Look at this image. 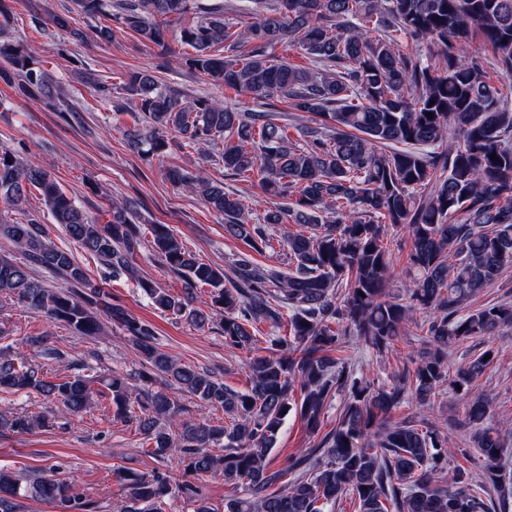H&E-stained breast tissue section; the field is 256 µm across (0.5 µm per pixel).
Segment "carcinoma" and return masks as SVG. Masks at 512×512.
I'll return each mask as SVG.
<instances>
[{"label":"carcinoma","instance_id":"obj_1","mask_svg":"<svg viewBox=\"0 0 512 512\" xmlns=\"http://www.w3.org/2000/svg\"><path fill=\"white\" fill-rule=\"evenodd\" d=\"M253 4L252 21L242 29L224 19L223 7L204 10L180 27L181 44L193 49L181 53L166 33L190 13L192 0H77L81 12L114 19L215 85L255 99L277 97L310 115L296 138L269 112H241L210 98L185 101L148 71L130 73L125 85L134 103V124L123 131L129 147L146 142L160 157L170 130L197 151L219 142L226 175H255L267 195L288 200L254 218L204 171L164 168L172 185L224 216L229 237L259 253L269 247L275 226L306 228L283 234L288 263L260 265L241 252L225 271L187 249L170 225H150L153 252L184 288L174 295L142 277L139 288L156 310L197 328L209 322L205 309L221 313L224 344L252 355L249 386L234 390L163 350L152 322L111 302L106 279L91 277L37 220L23 224L7 215L35 190L53 223L110 275L133 276L142 233L130 202L112 203L102 224L76 205L51 171L1 147L0 237L22 260L0 256V297L65 324L76 336L97 334L105 316L132 343L142 371L134 379L115 371L56 374L19 353H1L0 393L52 399L58 417L105 401L114 419L135 424L151 457L164 462L179 451L180 480L160 468L112 471L123 512H166L177 498L193 512H217L199 483L208 475L223 478L233 492L224 498V512H336L347 496L356 512H506L512 478L501 474L504 442L488 425L489 399L476 386L497 352L485 350L453 375L447 359L448 348L512 326V304L465 311L512 267V98L488 81L485 59L471 51L472 43H481L498 69L512 74V0ZM10 20V7L0 0V81L44 102L67 123L78 119L73 105L55 95L46 71L34 67L30 45L6 38ZM407 37L425 42V49H403ZM280 44L299 48L308 65L276 55ZM453 125L455 143L449 142ZM394 228L411 241V281L400 297L390 293ZM204 286L209 301L195 307ZM419 311L428 318L417 321ZM411 324L418 345L391 384L355 376L345 355L351 337L380 354L409 335ZM260 325L269 332L265 354L256 355ZM48 339L43 332L23 342L46 361L61 360L64 351ZM173 386L205 408L224 411L227 421L182 419ZM458 386L470 396L467 448L460 453L479 464V478L461 465L446 475L454 419L446 433L425 414L391 420L413 401L432 409ZM340 394L336 425L325 432ZM292 410L316 443L274 468L271 453ZM54 417L0 416V431L51 427ZM28 499L54 512L101 509L59 471L30 479L0 468V512H22Z\"/></svg>","mask_w":512,"mask_h":512}]
</instances>
